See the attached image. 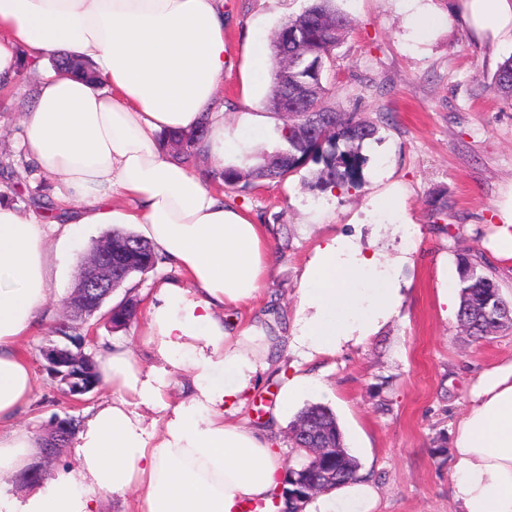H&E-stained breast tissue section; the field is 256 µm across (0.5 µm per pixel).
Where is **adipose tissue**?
Wrapping results in <instances>:
<instances>
[{
	"mask_svg": "<svg viewBox=\"0 0 512 512\" xmlns=\"http://www.w3.org/2000/svg\"><path fill=\"white\" fill-rule=\"evenodd\" d=\"M456 16L478 42L512 44V0H457ZM224 0H0V96L29 62L42 72L22 118L19 149L53 180L52 221L0 198V478L34 463L42 438L19 423L35 378L19 345L49 300L51 271L78 251L91 224H133L184 283H159L143 336L154 362L131 350L101 352L108 398L72 439L73 469L0 494V512H99L101 497H134V512H280L284 460L272 428L308 393L327 394L302 362L365 343L396 318L410 287L418 229L400 184L374 172L389 207L366 211L370 237H321L307 260L290 334L274 313L242 325L225 310L255 298L274 265L264 225L212 190L206 170L229 165L261 140L260 121L224 115ZM89 63L100 83L54 70L57 54ZM206 124V170L170 157L161 137ZM301 363L281 383L270 429L225 419L243 405L281 344ZM191 391L172 398L171 369ZM458 512H512V361L480 372L453 441ZM378 492L358 479L322 493L306 512H374Z\"/></svg>",
	"mask_w": 512,
	"mask_h": 512,
	"instance_id": "1",
	"label": "adipose tissue"
}]
</instances>
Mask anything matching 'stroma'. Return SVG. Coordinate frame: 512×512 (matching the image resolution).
<instances>
[{
	"label": "stroma",
	"mask_w": 512,
	"mask_h": 512,
	"mask_svg": "<svg viewBox=\"0 0 512 512\" xmlns=\"http://www.w3.org/2000/svg\"><path fill=\"white\" fill-rule=\"evenodd\" d=\"M308 0H224V35L230 63L224 69V104L229 113L242 105L250 89L254 114L265 119V140L235 155L240 166L254 165L282 148L279 119L263 77L247 85L250 39L269 42L280 23L298 15ZM349 29L334 51L335 73L328 81L326 106L373 122L378 133L369 148L362 186L335 197L309 186L315 164L279 183L245 191H227L233 203L257 223L270 227L276 253L269 285L255 299L225 311V324H242L256 313L274 310L284 330L297 312L301 273L320 236L353 231L379 186L369 172L389 156L392 178L401 182L404 204L420 233L414 264L405 268L411 286L400 315L366 343L348 346L308 364L322 375L332 395L325 404L336 416L345 448L359 463L360 476L379 491L376 512H454L450 495L451 440L465 411L479 371L512 357V327L485 339L468 335L455 316L439 312L438 287L444 268H455L458 255H469L512 295V261L499 262L483 247L496 203L512 190V102L490 89L492 78L511 47L493 48L473 41L462 30L455 0H337ZM437 15L440 22L416 34L411 16ZM38 72L25 68L12 106L0 111V159L22 167L18 150L19 118ZM444 197V214L432 215L429 202ZM328 211L323 227L305 223L309 205ZM76 265L61 266L50 287L51 322L21 343L36 374L31 406L21 415L37 434H49L56 417L82 416L104 397V390L83 402L66 398L50 380L43 349L58 343L56 325L68 322L64 301L75 285ZM295 357L280 346L269 371L259 378L243 408L228 419L264 426L283 374Z\"/></svg>",
	"instance_id": "stroma-1"
}]
</instances>
